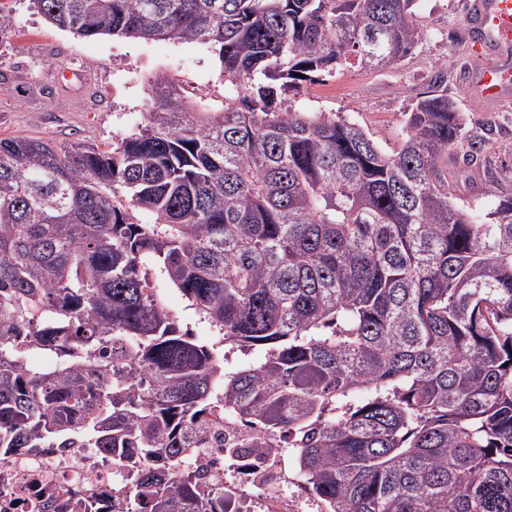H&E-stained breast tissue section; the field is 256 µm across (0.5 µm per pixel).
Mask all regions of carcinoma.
I'll return each mask as SVG.
<instances>
[{
  "mask_svg": "<svg viewBox=\"0 0 512 512\" xmlns=\"http://www.w3.org/2000/svg\"><path fill=\"white\" fill-rule=\"evenodd\" d=\"M32 2L82 38L205 45L224 96L158 73L109 149L0 139V453L96 448L126 512H224L182 463L241 421L221 447L292 449L326 512H512V195L452 202L466 120L436 80L392 152L284 98L401 62L414 0ZM154 285L158 289L164 304L178 317L181 327L183 329L190 328L198 341L202 343L209 342L213 335L211 329L206 323L198 322L192 311L187 309V300L161 278L155 280Z\"/></svg>",
  "mask_w": 512,
  "mask_h": 512,
  "instance_id": "cac0c4a2",
  "label": "carcinoma"
}]
</instances>
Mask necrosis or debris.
Segmentation results:
<instances>
[{
  "label": "necrosis or debris",
  "instance_id": "4bbe7bcc",
  "mask_svg": "<svg viewBox=\"0 0 512 512\" xmlns=\"http://www.w3.org/2000/svg\"><path fill=\"white\" fill-rule=\"evenodd\" d=\"M185 469L202 479L224 483L225 512H323L322 503L306 494L303 477L288 451L270 449L258 455L247 449L229 453L205 448L188 459ZM69 490L100 512L125 506L123 479L93 448L40 455L9 454L0 458V512H34L39 502Z\"/></svg>",
  "mask_w": 512,
  "mask_h": 512
}]
</instances>
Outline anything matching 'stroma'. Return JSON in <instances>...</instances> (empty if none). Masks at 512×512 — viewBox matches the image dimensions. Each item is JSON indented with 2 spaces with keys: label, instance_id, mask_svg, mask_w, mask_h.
<instances>
[{
  "label": "stroma",
  "instance_id": "obj_1",
  "mask_svg": "<svg viewBox=\"0 0 512 512\" xmlns=\"http://www.w3.org/2000/svg\"><path fill=\"white\" fill-rule=\"evenodd\" d=\"M469 0H417L424 40L393 68H344L305 85L289 104L354 118L385 150L398 148L406 112L436 74L466 119L451 163L453 200L485 207V171L499 193L512 195V98L469 104L463 95L471 64L465 16ZM15 34L0 47V139L40 137L99 147L129 134L150 108L144 86L165 70L187 89L220 96L224 86L212 53L196 44L85 39L47 23L31 0H12Z\"/></svg>",
  "mask_w": 512,
  "mask_h": 512
}]
</instances>
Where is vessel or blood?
I'll use <instances>...</instances> for the list:
<instances>
[{
  "label": "vessel or blood",
  "mask_w": 512,
  "mask_h": 512,
  "mask_svg": "<svg viewBox=\"0 0 512 512\" xmlns=\"http://www.w3.org/2000/svg\"><path fill=\"white\" fill-rule=\"evenodd\" d=\"M471 54L495 55V63L472 70L464 88L471 98L498 102L512 97V0H470Z\"/></svg>",
  "instance_id": "obj_1"
}]
</instances>
